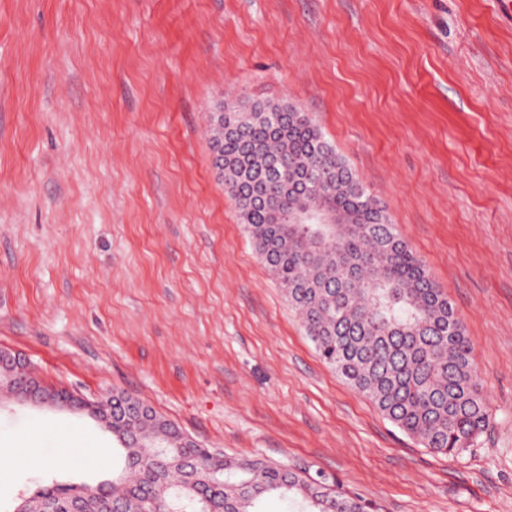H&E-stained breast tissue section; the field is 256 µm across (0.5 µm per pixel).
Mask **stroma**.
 I'll list each match as a JSON object with an SVG mask.
<instances>
[{
  "label": "stroma",
  "instance_id": "1",
  "mask_svg": "<svg viewBox=\"0 0 512 512\" xmlns=\"http://www.w3.org/2000/svg\"><path fill=\"white\" fill-rule=\"evenodd\" d=\"M306 112L447 294L493 410L425 448L317 352L213 164L211 113ZM381 512H512V11L500 0H0V348ZM79 412L0 410V512L111 478ZM67 454L62 466L51 459Z\"/></svg>",
  "mask_w": 512,
  "mask_h": 512
}]
</instances>
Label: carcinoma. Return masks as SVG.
<instances>
[{
    "instance_id": "obj_1",
    "label": "carcinoma",
    "mask_w": 512,
    "mask_h": 512,
    "mask_svg": "<svg viewBox=\"0 0 512 512\" xmlns=\"http://www.w3.org/2000/svg\"><path fill=\"white\" fill-rule=\"evenodd\" d=\"M214 165L257 255L284 289L323 360L424 447L461 454L492 413L472 347L448 297L396 225L296 108L211 113ZM333 210L338 235L282 213ZM112 398L121 464L95 485L56 478L18 497L23 512H263L277 495L299 512H379L326 474L259 458L229 459L152 409L126 415Z\"/></svg>"
}]
</instances>
